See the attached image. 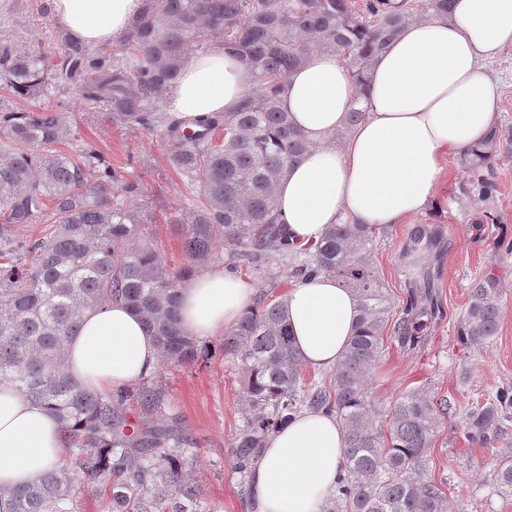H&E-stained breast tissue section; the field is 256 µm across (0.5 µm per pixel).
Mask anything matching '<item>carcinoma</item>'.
Listing matches in <instances>:
<instances>
[{
    "mask_svg": "<svg viewBox=\"0 0 512 512\" xmlns=\"http://www.w3.org/2000/svg\"><path fill=\"white\" fill-rule=\"evenodd\" d=\"M453 0H143L116 47L91 52L64 29L58 52L17 49L0 38V85L18 100L46 97L48 75L75 86L80 100L112 115V124L162 134L168 164L187 180L181 225L183 257L171 266L153 247L150 216L134 205L138 177L95 152L59 149L70 116L44 101L0 107V382L58 417L68 455L11 492L14 512H80L79 493L104 497L106 512H204L192 476L197 449L181 421L166 413L168 394L155 377L107 393L78 385L66 370L70 337L85 310L121 302L141 316L160 366H196L211 348L180 326L183 285L211 264L246 268L296 282L336 278L358 301L357 333L322 385L303 383L302 359L285 300L256 295L253 308L224 333L220 351L239 373L242 419L234 437L235 472L252 505L250 475L268 437L305 409L336 415L346 448L336 488L323 512H447L445 492L426 476L440 407L418 391L387 410L371 397L368 377L383 353L392 307L371 259L376 227L333 224L321 241H288L275 188L311 147L280 106L287 78L316 50L332 52L361 85L379 55L410 23L446 16ZM222 48L250 67L254 84L232 112L180 119L163 101L191 48ZM365 117L348 112L330 135L341 141ZM499 137L492 130L463 151L469 189L496 192ZM43 224L19 240L17 224ZM501 289L492 277L471 288L460 319L466 345L496 336ZM429 290L409 293L393 327L404 351L420 348L433 317ZM512 418V387L470 412L468 438L486 445Z\"/></svg>",
    "mask_w": 512,
    "mask_h": 512,
    "instance_id": "1",
    "label": "carcinoma"
}]
</instances>
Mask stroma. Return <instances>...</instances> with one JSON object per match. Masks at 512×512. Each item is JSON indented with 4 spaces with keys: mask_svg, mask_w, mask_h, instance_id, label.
Returning a JSON list of instances; mask_svg holds the SVG:
<instances>
[{
    "mask_svg": "<svg viewBox=\"0 0 512 512\" xmlns=\"http://www.w3.org/2000/svg\"><path fill=\"white\" fill-rule=\"evenodd\" d=\"M58 25L52 15L37 12L35 0H0V37L16 46L39 50L51 42ZM486 71L503 91L496 192L486 200L464 192L460 157L450 155L428 209L379 231L372 253L393 309H401L414 280L425 275L431 277L433 298L441 306V316L423 331L420 349L409 353L385 339L369 385L386 403L409 390H423L450 403L427 460L429 478L444 486L449 512H512V497L496 487L502 461L512 456V421L505 422L497 440L487 446L470 441L465 430L466 415L474 406L498 388L512 386V256H495L489 247L495 236L512 237V47L487 64ZM48 93L55 105L73 115L65 149L96 150L113 167L139 176L140 202L155 219L149 227L153 244L169 264H177L182 258L181 232L174 218L183 205L185 182L166 163L167 141L139 128L113 126L108 112L79 101L73 85L53 80ZM420 228L439 245L426 253L416 271L406 250ZM488 276L502 289L498 334L489 344L468 346L458 339L459 318L472 284ZM160 380L168 388L171 412L179 415L199 450L195 475L210 512H245L232 456L241 422L237 371L218 353L204 366L164 368Z\"/></svg>",
    "mask_w": 512,
    "mask_h": 512,
    "instance_id": "obj_1",
    "label": "stroma"
}]
</instances>
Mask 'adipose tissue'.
Segmentation results:
<instances>
[{"label":"adipose tissue","mask_w":512,"mask_h":512,"mask_svg":"<svg viewBox=\"0 0 512 512\" xmlns=\"http://www.w3.org/2000/svg\"><path fill=\"white\" fill-rule=\"evenodd\" d=\"M50 7L76 39L105 45L121 38L141 0H51ZM509 47L512 0H456L449 17L406 26L363 88L335 54L313 53L282 96L312 142L275 190L290 242L317 244L328 225L343 221L387 228L421 214L434 198L445 158L477 146L493 129L502 90L485 65ZM251 81L247 65L221 49L190 55L167 95V110L180 117L233 111ZM358 96L364 121L342 145L328 144ZM254 293L241 277L202 274L181 290L182 327L192 336L213 335L238 321ZM287 306L304 363L335 366L358 327L353 292L318 275L291 288ZM158 362L141 317L120 303L85 311L81 331L67 345L69 374L98 391L136 383ZM344 448L336 416L301 412L268 438L252 470L254 512H322ZM66 454L55 414L1 383L0 512H12L8 489Z\"/></svg>","instance_id":"ef3b65f1"}]
</instances>
